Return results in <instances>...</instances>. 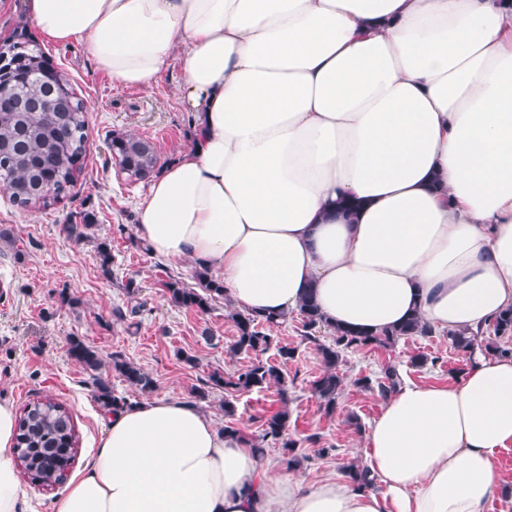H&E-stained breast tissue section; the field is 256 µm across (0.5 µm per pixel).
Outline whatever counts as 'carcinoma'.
Wrapping results in <instances>:
<instances>
[{
	"label": "carcinoma",
	"mask_w": 512,
	"mask_h": 512,
	"mask_svg": "<svg viewBox=\"0 0 512 512\" xmlns=\"http://www.w3.org/2000/svg\"><path fill=\"white\" fill-rule=\"evenodd\" d=\"M88 108L77 94L70 79L55 65L27 27L21 26L0 41V192L20 207L55 205L70 196L85 168L87 158ZM112 158L121 174L132 181L144 179L158 165L154 145L145 139L116 134L110 143ZM193 278L197 287L185 288L172 279L163 284L165 293L174 305L207 312L211 302L224 296V286L212 279L205 269H196ZM305 331L304 339L318 341V334L327 329L332 340L317 347L323 373L313 382L312 392L321 402L326 414L336 410L343 379L337 368L344 354L352 349L388 348L409 336H430L432 327L424 322L419 311L398 326L377 332H364L347 327L332 326L324 319L308 293L298 307ZM236 336L229 353L257 355L248 366L233 373H214L211 384L224 389V433L240 439L243 444L261 454L267 447L283 450L288 469L301 466L305 457L297 453L302 440L288 432V387L284 367L295 358V349L280 345L275 337L265 333L286 321L285 316L258 318L246 311L230 313ZM496 336L512 335V308L502 311L490 324ZM481 334L465 331L448 333V340L458 351L474 355L480 349L501 357H512V346L497 343L480 344ZM276 348L278 362L261 358ZM67 352L85 368L96 371L102 366L98 353L84 341L73 338ZM112 369L128 384L142 393L155 388L153 379L134 364L112 358ZM96 401L104 410L129 407L130 399L115 394L109 384L93 378ZM401 383L396 368L390 366L381 378L363 376L355 381L364 391L385 396ZM277 388L280 407L262 424L257 439L246 438L235 426L237 397L243 393ZM79 447V433L72 414L50 399L28 404L18 419L15 433L16 452L24 458V468L32 480L59 484L66 477ZM352 485L369 488L373 479L369 470L356 463L346 466Z\"/></svg>",
	"instance_id": "1"
}]
</instances>
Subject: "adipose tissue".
Segmentation results:
<instances>
[{
    "label": "adipose tissue",
    "instance_id": "adipose-tissue-1",
    "mask_svg": "<svg viewBox=\"0 0 512 512\" xmlns=\"http://www.w3.org/2000/svg\"><path fill=\"white\" fill-rule=\"evenodd\" d=\"M40 34L153 90L171 61L188 149L138 231L266 317L314 295L332 325L420 311L482 330L512 307V0H24ZM0 401V512H22ZM512 447V358L402 382L366 441L382 489L271 473L180 399L113 411L50 512H487Z\"/></svg>",
    "mask_w": 512,
    "mask_h": 512
}]
</instances>
